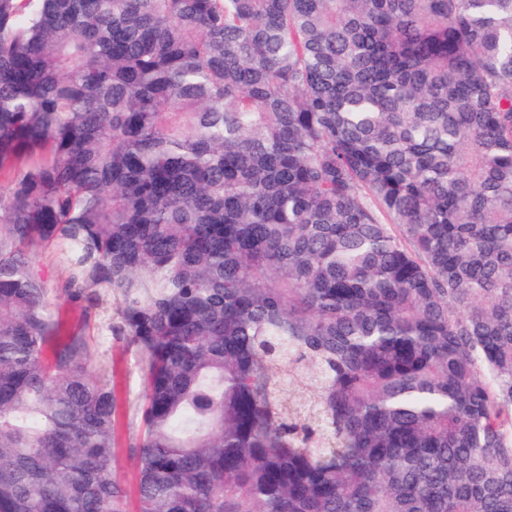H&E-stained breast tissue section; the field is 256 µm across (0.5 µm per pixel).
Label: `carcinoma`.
Here are the masks:
<instances>
[{"label": "carcinoma", "instance_id": "1", "mask_svg": "<svg viewBox=\"0 0 512 512\" xmlns=\"http://www.w3.org/2000/svg\"><path fill=\"white\" fill-rule=\"evenodd\" d=\"M0 176V512H127L114 336L137 512H512V0H0ZM59 314L62 321V333L60 340L65 341L68 339L69 334L77 331L83 323V313L79 307L72 306L68 303L59 306ZM110 386L116 400L114 416L116 434V464L114 476L127 492V508L136 512L137 464L132 448L128 447L131 420L128 403L141 391V381L130 354L121 340H112V372Z\"/></svg>", "mask_w": 512, "mask_h": 512}]
</instances>
